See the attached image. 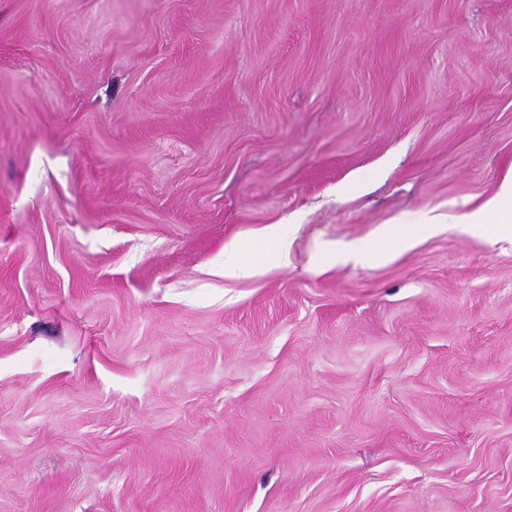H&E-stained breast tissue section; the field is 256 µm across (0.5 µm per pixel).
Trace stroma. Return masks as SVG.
<instances>
[{
  "label": "stroma",
  "mask_w": 512,
  "mask_h": 512,
  "mask_svg": "<svg viewBox=\"0 0 512 512\" xmlns=\"http://www.w3.org/2000/svg\"><path fill=\"white\" fill-rule=\"evenodd\" d=\"M511 174L512 0H0V512H512ZM457 223V226L474 230L494 227L490 237L492 240L512 241V176L503 180L493 197L475 211L460 216ZM386 248L383 241H379L375 245L371 246H365V245H354L351 247L346 248L342 252L334 253L329 257L330 260L335 261H358L365 257H372V258H380L386 255ZM237 260L224 263V275L228 277H249L255 273L260 261L257 258L247 256L241 248L237 249Z\"/></svg>",
  "instance_id": "35a3bbf8"
}]
</instances>
